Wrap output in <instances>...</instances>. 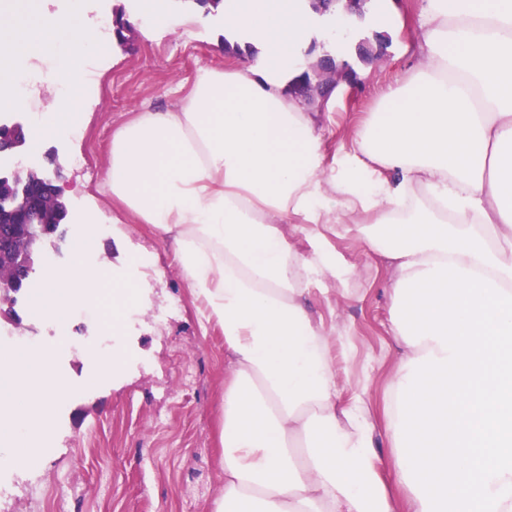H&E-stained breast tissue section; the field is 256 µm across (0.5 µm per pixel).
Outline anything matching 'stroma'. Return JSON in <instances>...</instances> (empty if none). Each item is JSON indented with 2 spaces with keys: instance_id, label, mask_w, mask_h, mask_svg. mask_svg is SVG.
I'll return each instance as SVG.
<instances>
[{
  "instance_id": "obj_1",
  "label": "stroma",
  "mask_w": 512,
  "mask_h": 512,
  "mask_svg": "<svg viewBox=\"0 0 512 512\" xmlns=\"http://www.w3.org/2000/svg\"><path fill=\"white\" fill-rule=\"evenodd\" d=\"M423 0H387L389 22L349 14L350 37L336 62H348L356 83L340 82L317 105L324 148H352L359 125L381 93L402 80L416 63L417 16ZM175 19L192 17L189 28L145 31L130 27L108 54L93 56L85 83L78 133L43 143L33 170L60 168L61 199L67 216L49 244L51 265L68 267L71 242L85 217L99 213L94 237L98 259L122 285L146 293L147 305L100 328L99 306H78L67 338L48 336L33 316L30 292L16 296L17 321L0 318V353L20 344L50 349L53 373L70 389L56 401L50 424L36 442L34 471L9 472L10 493L0 512H214L223 485L219 464V415L224 382V335L207 322L202 304L185 288L170 247L151 226L113 205L100 184L106 175L113 130L138 108L162 101L165 91L192 77L201 65L239 68L259 53L231 55L222 11L205 13L196 0H166ZM384 33L382 56L363 63L362 41ZM324 243L354 268L350 297L317 300L325 322L347 327L348 356H337L341 399L367 385L370 404L381 411L398 349L387 332L393 271L382 257L365 252L350 235L324 233ZM120 354V372L99 373L93 353Z\"/></svg>"
}]
</instances>
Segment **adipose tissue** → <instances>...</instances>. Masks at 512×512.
<instances>
[{
	"instance_id": "adipose-tissue-1",
	"label": "adipose tissue",
	"mask_w": 512,
	"mask_h": 512,
	"mask_svg": "<svg viewBox=\"0 0 512 512\" xmlns=\"http://www.w3.org/2000/svg\"><path fill=\"white\" fill-rule=\"evenodd\" d=\"M224 28L260 50L250 70L198 67L163 107L112 133L104 181L149 224L224 331L219 435L224 488L214 512H512V0H424L418 60L382 96L354 147L327 159L316 118L292 92L312 18L300 0H224ZM0 32L24 54L0 64L1 109H21L23 70L67 87L28 148L81 112L76 62L109 52L79 10ZM338 226L393 270L399 347L376 426L366 392L339 401L337 349L312 295L347 289L352 269L323 244ZM309 244L301 250L296 234ZM70 266L50 270L35 313L69 322L105 271L90 229ZM48 351L0 359V466L37 462L34 435L68 390ZM383 435L393 484L375 453Z\"/></svg>"
}]
</instances>
